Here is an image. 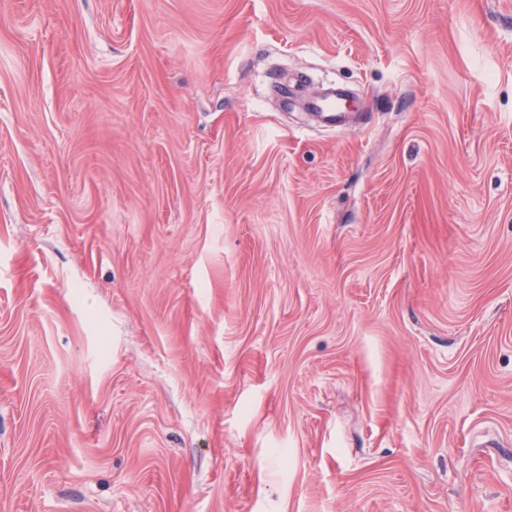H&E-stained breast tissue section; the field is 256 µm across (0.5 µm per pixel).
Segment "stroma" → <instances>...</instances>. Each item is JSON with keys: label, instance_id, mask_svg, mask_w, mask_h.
Here are the masks:
<instances>
[{"label": "stroma", "instance_id": "stroma-1", "mask_svg": "<svg viewBox=\"0 0 512 512\" xmlns=\"http://www.w3.org/2000/svg\"><path fill=\"white\" fill-rule=\"evenodd\" d=\"M0 512H512V0H0ZM348 92L342 88L320 90L312 93L307 105L312 112H317L331 122L336 121L335 112H345Z\"/></svg>", "mask_w": 512, "mask_h": 512}]
</instances>
